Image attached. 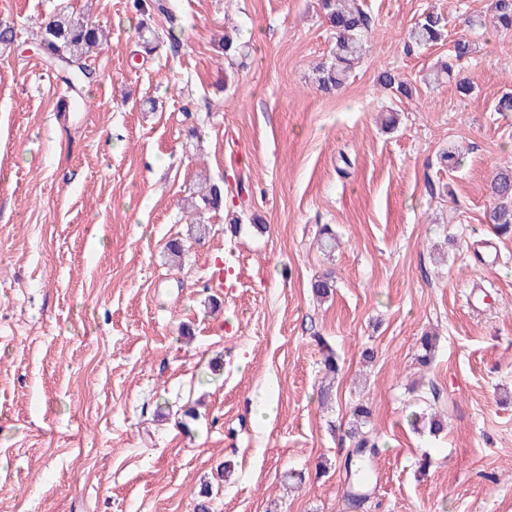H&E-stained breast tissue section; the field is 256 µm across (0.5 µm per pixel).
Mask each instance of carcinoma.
<instances>
[{
    "mask_svg": "<svg viewBox=\"0 0 512 512\" xmlns=\"http://www.w3.org/2000/svg\"><path fill=\"white\" fill-rule=\"evenodd\" d=\"M320 7L326 20L335 31V45L330 61L316 67L318 87L329 92L341 87L366 55L364 32L368 29V19L359 10L354 0H320ZM493 14L490 24L497 31H512V0H493ZM39 40L51 53V64L67 74L66 81L73 91L91 79L92 71L86 64V54L99 43V31L82 16L65 9L55 13L41 24L36 33ZM442 28L438 16L427 13L412 27L410 42L427 46L441 40ZM380 83L405 97L412 96L411 85L385 71L380 75ZM493 206L488 220L500 230L512 228V171L500 170L492 178L489 186ZM224 204V187L216 183L202 182L196 195L187 199V208L199 212L216 209ZM324 376L321 381L320 396L326 401L331 398L332 383L339 373L336 355L329 352L323 359ZM354 448L348 454L346 470L357 474L361 459L377 453L378 445L368 433L361 429L354 432Z\"/></svg>",
    "mask_w": 512,
    "mask_h": 512,
    "instance_id": "cac0c4a2",
    "label": "carcinoma"
}]
</instances>
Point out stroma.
<instances>
[{
    "label": "stroma",
    "instance_id": "1",
    "mask_svg": "<svg viewBox=\"0 0 512 512\" xmlns=\"http://www.w3.org/2000/svg\"><path fill=\"white\" fill-rule=\"evenodd\" d=\"M165 2L147 53L134 0H0L17 34L0 53V512H512V231L486 219L490 179L512 168V113L493 109L512 32L465 23L492 0H358L367 56L329 93L317 0ZM63 8L107 34L78 96L33 45ZM426 12L447 38L408 48ZM228 31L246 57L225 59ZM461 34L474 53L429 81ZM387 70L412 98L380 84ZM202 178L233 199L195 241L184 204ZM475 282L491 295L477 310ZM324 342L341 367L326 409ZM269 385L261 425L252 398ZM432 385L447 399L435 435L410 425ZM359 403L379 453L355 509Z\"/></svg>",
    "mask_w": 512,
    "mask_h": 512
}]
</instances>
